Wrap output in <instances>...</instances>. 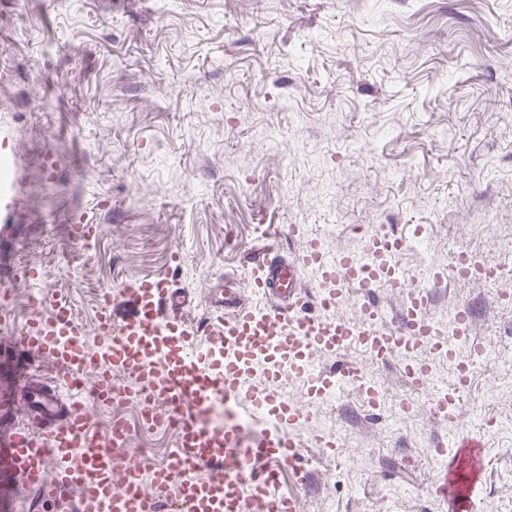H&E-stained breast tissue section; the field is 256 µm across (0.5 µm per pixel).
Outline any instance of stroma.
<instances>
[{"instance_id": "obj_1", "label": "stroma", "mask_w": 512, "mask_h": 512, "mask_svg": "<svg viewBox=\"0 0 512 512\" xmlns=\"http://www.w3.org/2000/svg\"><path fill=\"white\" fill-rule=\"evenodd\" d=\"M1 129L17 185L0 277L40 261L86 326L101 289L172 251L201 309L272 227H299L284 254L315 236L349 255L354 225L376 224L407 242L434 323L467 304L471 341L512 346L490 288L448 268L512 245V0H0ZM79 220L102 227L91 247L66 237ZM459 408L502 423L460 512H512V364L474 370ZM309 412L367 455L294 429L308 481L281 490L300 512H448L431 455L446 424L392 430L349 396Z\"/></svg>"}]
</instances>
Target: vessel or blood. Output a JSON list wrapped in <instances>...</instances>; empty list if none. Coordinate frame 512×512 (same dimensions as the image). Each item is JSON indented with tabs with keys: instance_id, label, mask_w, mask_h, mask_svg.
I'll list each match as a JSON object with an SVG mask.
<instances>
[{
	"instance_id": "1",
	"label": "vessel or blood",
	"mask_w": 512,
	"mask_h": 512,
	"mask_svg": "<svg viewBox=\"0 0 512 512\" xmlns=\"http://www.w3.org/2000/svg\"><path fill=\"white\" fill-rule=\"evenodd\" d=\"M277 227L255 247L245 266L254 302L240 300L237 275H223L202 318L190 320L191 297L168 274L105 289L96 311V336L88 338L69 296L42 292L26 319L0 312L10 334L1 346L19 358L44 357L48 380L27 378L25 398L0 453V480L12 483L21 512H245L248 502L268 512H297L295 497L279 492L282 476L302 481L299 452L290 431L305 416L270 392L255 387V372L297 377L309 393L326 398L339 382L360 374L342 361L348 345L365 343L379 352L393 346L445 348L446 336L424 320L426 297L408 277L388 279V260L403 239L378 231L365 253L325 255L318 239L299 254L283 256ZM456 273L488 279L489 269L469 253L458 254ZM311 271L323 291L310 302L301 271ZM42 265L13 267L0 291L40 284ZM370 293L390 288L402 296L393 325L374 327L381 309L360 305L371 327L340 314L345 289ZM339 357L335 376L318 370L313 353ZM133 373L143 393V420L171 408L181 424L178 448L165 466L141 472V456L120 422L99 424V410L128 398L118 381ZM468 377L458 364L446 391L435 396V416L456 422L457 401ZM434 457L440 475L432 491L457 508L481 481L487 451L480 435L465 434Z\"/></svg>"
}]
</instances>
